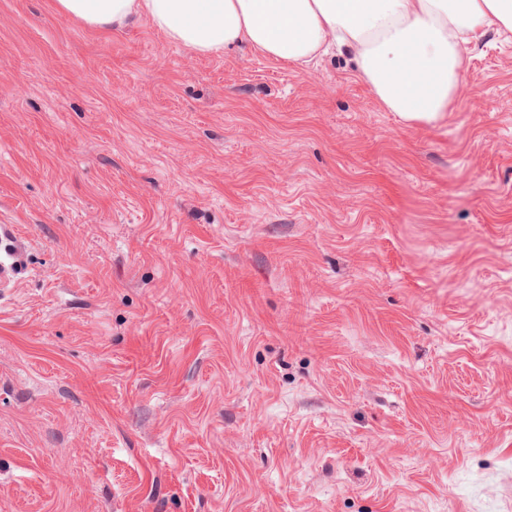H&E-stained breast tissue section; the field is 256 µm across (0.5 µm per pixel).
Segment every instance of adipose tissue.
Listing matches in <instances>:
<instances>
[{
    "label": "adipose tissue",
    "instance_id": "ef3b65f1",
    "mask_svg": "<svg viewBox=\"0 0 512 512\" xmlns=\"http://www.w3.org/2000/svg\"><path fill=\"white\" fill-rule=\"evenodd\" d=\"M56 10L114 31L144 17L202 55L246 44L300 65L333 46L388 111L425 124L458 99L465 46L488 30L512 33V0H56Z\"/></svg>",
    "mask_w": 512,
    "mask_h": 512
}]
</instances>
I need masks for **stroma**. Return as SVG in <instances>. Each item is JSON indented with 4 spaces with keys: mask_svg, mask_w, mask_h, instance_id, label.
<instances>
[{
    "mask_svg": "<svg viewBox=\"0 0 512 512\" xmlns=\"http://www.w3.org/2000/svg\"><path fill=\"white\" fill-rule=\"evenodd\" d=\"M466 56L406 123L0 0V512H512V39ZM14 236L9 225H0V274L1 280H9V261L14 256Z\"/></svg>",
    "mask_w": 512,
    "mask_h": 512,
    "instance_id": "obj_1",
    "label": "stroma"
}]
</instances>
